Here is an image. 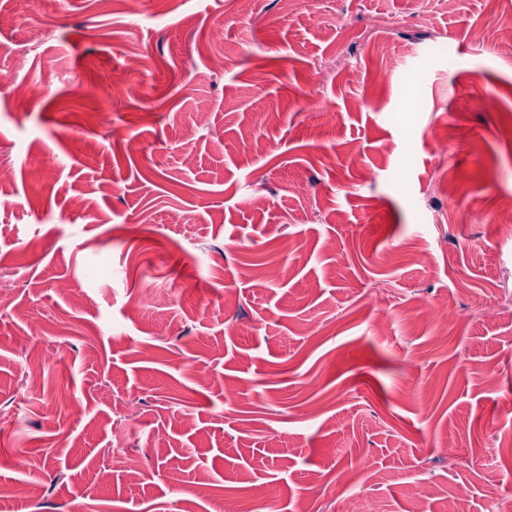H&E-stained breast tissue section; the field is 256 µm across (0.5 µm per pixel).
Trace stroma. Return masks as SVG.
Returning <instances> with one entry per match:
<instances>
[{
    "mask_svg": "<svg viewBox=\"0 0 512 512\" xmlns=\"http://www.w3.org/2000/svg\"><path fill=\"white\" fill-rule=\"evenodd\" d=\"M0 11V512H512V0Z\"/></svg>",
    "mask_w": 512,
    "mask_h": 512,
    "instance_id": "1",
    "label": "stroma"
}]
</instances>
